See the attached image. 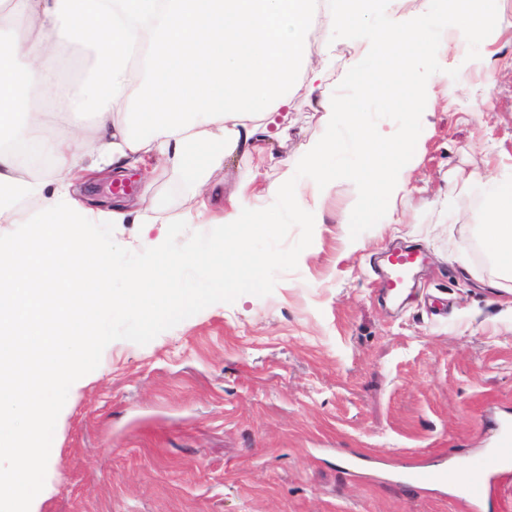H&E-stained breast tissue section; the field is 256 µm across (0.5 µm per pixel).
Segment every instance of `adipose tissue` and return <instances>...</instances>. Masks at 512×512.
I'll return each instance as SVG.
<instances>
[{"instance_id":"obj_1","label":"adipose tissue","mask_w":512,"mask_h":512,"mask_svg":"<svg viewBox=\"0 0 512 512\" xmlns=\"http://www.w3.org/2000/svg\"><path fill=\"white\" fill-rule=\"evenodd\" d=\"M488 0H0V224L24 235L0 239V503L15 502L44 472L40 443L61 405L47 387L71 373L101 336L98 320L124 304L154 312L160 278L153 266L103 261L94 224L159 219L152 182L136 202L94 209L75 194L77 179L123 174L153 155L186 193L206 192L225 158L258 175L270 125L292 104L296 85L325 114V132L293 160L274 163L265 196L288 211L319 213L325 190L346 177L359 186L358 208L376 194L396 205L409 191L402 159L435 102L434 87L460 53L470 68L494 64ZM321 29L318 54L308 48ZM348 39L351 53L332 71L328 52ZM86 46L91 66L63 77L61 46ZM398 112L381 131L371 103ZM355 136L357 161L346 171L328 161L342 131ZM479 188L472 217L489 254L488 287L512 293V187L473 171L449 196ZM224 217L230 245L216 279L252 255L254 238L275 232L263 206L236 192ZM254 263L262 256L252 255ZM127 284L112 291L114 280Z\"/></svg>"}]
</instances>
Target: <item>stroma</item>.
<instances>
[{
    "label": "stroma",
    "instance_id": "stroma-1",
    "mask_svg": "<svg viewBox=\"0 0 512 512\" xmlns=\"http://www.w3.org/2000/svg\"><path fill=\"white\" fill-rule=\"evenodd\" d=\"M496 47L488 73L449 58L409 145L401 223L381 200L356 212L355 185L336 182L270 295L211 305L143 346L107 345L45 424L51 467L22 512H464L448 486L402 473L474 458L512 422V304L483 287L469 220L440 221L457 170L512 168V42ZM277 123L279 158L323 132L302 86ZM242 171L226 158L201 198L157 175L162 217L223 215ZM395 247L428 256L402 302L376 273Z\"/></svg>",
    "mask_w": 512,
    "mask_h": 512
}]
</instances>
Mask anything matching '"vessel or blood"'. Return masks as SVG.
<instances>
[{
  "mask_svg": "<svg viewBox=\"0 0 512 512\" xmlns=\"http://www.w3.org/2000/svg\"><path fill=\"white\" fill-rule=\"evenodd\" d=\"M426 261L423 252L413 248L393 249L385 255L388 276L382 277L381 286L394 298H402L408 274L414 273ZM512 467V423L502 424L495 448L471 464L467 477H460L456 467L448 466L431 471L421 468L410 470L405 479L414 485H425L434 481L448 485L456 492L457 499L466 507H474L485 501L490 477L498 471Z\"/></svg>",
  "mask_w": 512,
  "mask_h": 512,
  "instance_id": "1",
  "label": "vessel or blood"
}]
</instances>
